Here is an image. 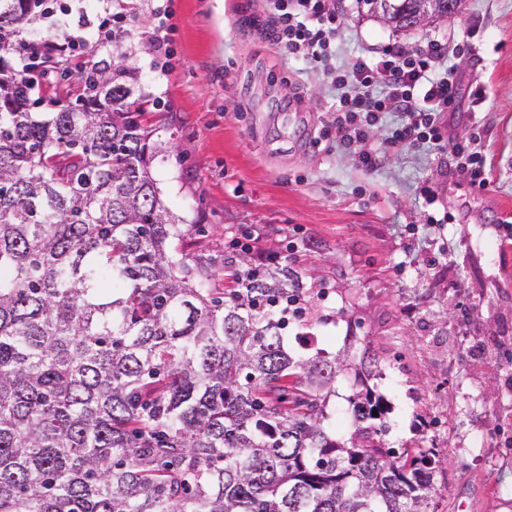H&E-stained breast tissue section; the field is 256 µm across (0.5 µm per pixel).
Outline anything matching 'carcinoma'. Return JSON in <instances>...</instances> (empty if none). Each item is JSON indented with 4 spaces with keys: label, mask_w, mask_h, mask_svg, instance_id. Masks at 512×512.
I'll use <instances>...</instances> for the list:
<instances>
[{
    "label": "carcinoma",
    "mask_w": 512,
    "mask_h": 512,
    "mask_svg": "<svg viewBox=\"0 0 512 512\" xmlns=\"http://www.w3.org/2000/svg\"><path fill=\"white\" fill-rule=\"evenodd\" d=\"M136 2L0 0V512H434L439 460L385 446L368 350L336 435L348 349L325 357L297 271L244 255L221 300L175 256ZM393 2L414 29L425 0ZM62 55L77 80L37 112ZM359 389L355 382L354 363H351L349 369L344 373L342 378L336 382V395L329 397L327 411L330 416L336 420V429L338 431H348L352 426V417L350 414L351 406L348 403V397ZM344 415L345 423L339 426L338 417Z\"/></svg>",
    "instance_id": "obj_1"
}]
</instances>
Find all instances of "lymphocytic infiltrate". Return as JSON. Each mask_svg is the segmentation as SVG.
Returning <instances> with one entry per match:
<instances>
[{"label": "lymphocytic infiltrate", "instance_id": "f902f5d3", "mask_svg": "<svg viewBox=\"0 0 512 512\" xmlns=\"http://www.w3.org/2000/svg\"><path fill=\"white\" fill-rule=\"evenodd\" d=\"M264 12L259 34L322 69L338 90L336 122L345 130L341 145L358 167L378 169V153L361 143L367 128L389 115L396 118L390 129L394 142L439 148L438 117L453 110L457 99V74L448 63L445 43L427 37L411 52L386 49L374 57L359 55L339 69L332 63L335 0H265Z\"/></svg>", "mask_w": 512, "mask_h": 512}]
</instances>
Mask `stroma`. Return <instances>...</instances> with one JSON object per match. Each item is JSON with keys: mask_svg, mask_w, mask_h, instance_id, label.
Instances as JSON below:
<instances>
[{"mask_svg": "<svg viewBox=\"0 0 512 512\" xmlns=\"http://www.w3.org/2000/svg\"><path fill=\"white\" fill-rule=\"evenodd\" d=\"M263 0H142L141 30L167 22L165 70L143 68L149 125L169 142L155 177L184 219L177 246L210 264L209 286H230L233 239L277 254L314 298L315 333L359 358L377 351L388 401L387 447L436 449L435 512H512V0H464L461 13L395 31L336 0L337 66L358 54L413 50L421 38L470 40L449 57L461 77L443 147L395 144L369 129L383 158L373 172L336 147L330 78L244 24ZM486 88V101L470 90ZM481 148L480 189L450 160L456 143ZM432 186L427 208L420 189ZM442 216L439 224L430 215Z\"/></svg>", "mask_w": 512, "mask_h": 512, "instance_id": "1", "label": "stroma"}]
</instances>
